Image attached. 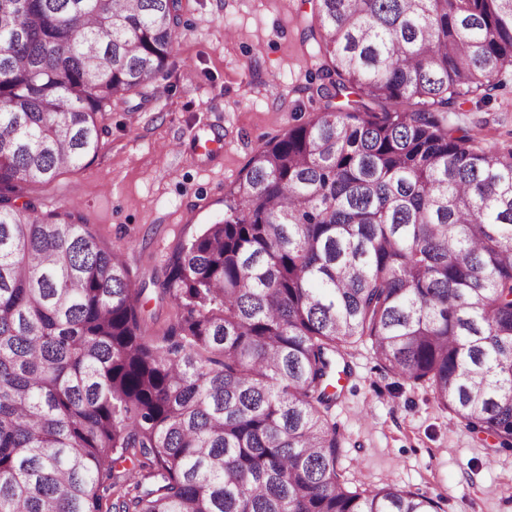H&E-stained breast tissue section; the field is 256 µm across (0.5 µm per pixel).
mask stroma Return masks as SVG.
<instances>
[{"label":"stroma","mask_w":512,"mask_h":512,"mask_svg":"<svg viewBox=\"0 0 512 512\" xmlns=\"http://www.w3.org/2000/svg\"><path fill=\"white\" fill-rule=\"evenodd\" d=\"M182 3L176 52L144 97L107 113L99 157L20 195L46 210L77 201L145 286L143 315L155 333L172 319L158 286L173 252L223 218L224 194L253 156L325 106L313 92L314 43L303 38L315 22L308 0ZM499 81L491 98L471 95L449 108L444 123L505 154L512 67ZM350 363L331 420L354 484L440 493L445 512H512V451L490 453L492 437L458 426L425 388L384 371L370 343L355 344Z\"/></svg>","instance_id":"1"}]
</instances>
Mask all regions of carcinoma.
Instances as JSON below:
<instances>
[{
	"label": "carcinoma",
	"mask_w": 512,
	"mask_h": 512,
	"mask_svg": "<svg viewBox=\"0 0 512 512\" xmlns=\"http://www.w3.org/2000/svg\"><path fill=\"white\" fill-rule=\"evenodd\" d=\"M181 7L0 0V512H103L116 488L115 512H444L440 494L351 487L330 411L369 341L512 450V153L440 118L512 67V0H314L325 111L174 253L158 335L75 206L16 199L98 157L105 114L167 66ZM127 460L133 483L114 475Z\"/></svg>",
	"instance_id": "carcinoma-1"
}]
</instances>
